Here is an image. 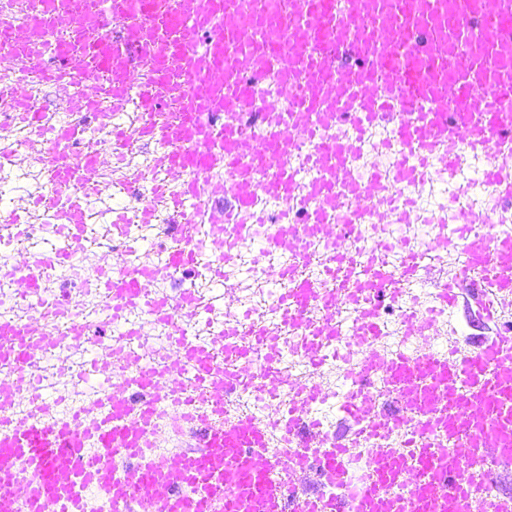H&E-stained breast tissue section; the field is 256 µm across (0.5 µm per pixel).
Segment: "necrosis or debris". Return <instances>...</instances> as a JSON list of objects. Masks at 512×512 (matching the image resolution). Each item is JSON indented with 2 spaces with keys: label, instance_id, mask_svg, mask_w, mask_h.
Here are the masks:
<instances>
[{
  "label": "necrosis or debris",
  "instance_id": "necrosis-or-debris-1",
  "mask_svg": "<svg viewBox=\"0 0 512 512\" xmlns=\"http://www.w3.org/2000/svg\"><path fill=\"white\" fill-rule=\"evenodd\" d=\"M12 82L17 94L41 98L53 123L59 126L87 128L88 143L108 147L113 127L130 128L139 121L136 95L112 111L109 125L86 126L76 113L70 112L55 91L40 86L25 68L8 56L0 55V78ZM0 126L11 127L9 141L0 143V216L17 212L26 203L40 201L41 207L31 222L14 227L8 234H0V318L30 320L44 314L47 305L61 302L89 323L99 320V276L104 255L126 247L137 254L159 262L164 257V245L157 227L166 223L165 213H158L156 226L138 222L137 212L149 198L153 182L165 181L178 185L180 177L155 165L157 151L145 147L130 159L132 165L143 169L148 179L131 191L121 188L126 174L112 162H104L101 179L108 192L83 198L82 206L90 217L89 224L61 223L63 205L69 192L49 190L42 165L33 149L25 124L14 119V100L0 95ZM397 148L389 125H375L364 142L356 161L358 179L371 180L376 172L391 171L395 165ZM485 159L472 153L456 173H449L442 161H433L425 181L410 191L396 195L395 207L412 202L415 215L412 223H399L395 216L371 214L365 217L353 249L358 257H365L369 245L387 240L397 248L388 255L392 266H400L406 252L418 253L422 259H437L440 265L452 267L456 254L434 255L431 245L436 235L454 229L459 223V203L494 215L500 230L512 229V202L497 198L485 185L482 177ZM286 210L283 201L263 197L255 206L254 214L240 215L235 223L225 227V235L237 238L235 249L224 255V281L235 287L233 306H218L197 317L192 327V341L207 347L224 329L237 325L244 318L277 320L276 300L284 286L272 273L274 267L292 263L295 253L262 255L261 247L273 236ZM81 240L83 249L75 252L68 263L55 270L38 292L22 288L21 283L30 273L27 258L39 253L44 246H65L69 241ZM437 307V290L433 281L426 280L402 288L398 297L380 306L378 333L373 338L375 349L388 355H419L425 351L445 353L460 347L471 336V323L463 317L449 318L447 310H439L427 338L408 335L404 321L412 311ZM145 328L141 337H128L129 328ZM126 341L130 355L116 362L120 373L137 370L143 363H164L173 343V330L167 324L153 321L140 307L127 309L112 325V340L98 346L102 358L112 356V345ZM274 343L281 370L301 381L318 380L322 397L309 411L310 419L325 437L336 435L337 425L346 415V404L351 388L348 365L358 356V339L343 336L321 341L317 359H310L303 351L304 339L297 333L281 330ZM86 349L78 342L55 348L34 357L30 362L35 394L21 392L11 404L14 417L23 419L39 415L45 401H58L59 411L78 412L93 408L101 401V391L93 384L85 366Z\"/></svg>",
  "mask_w": 512,
  "mask_h": 512
}]
</instances>
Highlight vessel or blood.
I'll return each mask as SVG.
<instances>
[{"label": "vessel or blood", "mask_w": 512, "mask_h": 512, "mask_svg": "<svg viewBox=\"0 0 512 512\" xmlns=\"http://www.w3.org/2000/svg\"><path fill=\"white\" fill-rule=\"evenodd\" d=\"M46 45L55 66L43 62ZM0 53L51 87L105 76L96 95L70 103L98 124L109 117L106 103L136 93L142 118L115 131L113 150L161 145L158 163L182 176L177 192L157 186L139 214L148 224L157 207L167 210L166 263L109 258L99 283L108 315L140 306L172 325L165 367L117 376L103 405L86 414L48 406L17 422L7 406L22 389L20 370L42 346L83 336L84 325L66 310L50 328L0 321V361L15 369L0 379V512H87L93 496L109 512H512V495L485 494L512 464V328L445 355L382 356L369 343L374 307L422 280L425 265L411 252L397 272L384 253L360 263L348 248L365 212L421 180L434 157L453 169L465 152H483L485 182L512 198V0H35L23 29L0 22ZM269 78L286 106L256 100L253 83ZM16 107L33 146L44 149L50 185L102 191L100 153L79 148L78 128L51 124L33 99ZM380 122L405 150L388 176L364 183L352 159ZM328 127L345 137L322 139ZM306 141L317 145L312 160L322 176L302 186L292 160ZM217 169L225 173L220 207L208 183ZM262 196L317 203L304 223L282 224L270 250L308 256L326 225L336 227L334 246L320 259L323 280L299 264L276 272L288 286L282 320L305 328L307 353L319 339L343 335L338 303L355 312L361 357L353 362L349 411L364 425L346 428L324 453L305 413L320 387L275 370L271 326L257 321L233 331L239 360L228 365L223 342L200 349L184 341L191 317L212 309L215 298L144 288L193 269L203 245L222 250L220 233L202 242L201 225L230 223L232 212L252 210ZM483 220L462 209L457 239L435 240L436 252L452 247L463 255L440 288L448 307L472 289L512 303V236L470 235L469 225ZM257 348L267 363L261 386L292 398L287 424L227 409L224 392L242 382L241 363ZM203 393L210 411L194 418L193 443L174 459L157 456L158 411L170 402L193 407ZM393 424L408 427L406 448L377 446ZM357 443L371 451L354 500L299 494L311 471L322 482L345 483Z\"/></svg>", "instance_id": "vessel-or-blood-1"}]
</instances>
